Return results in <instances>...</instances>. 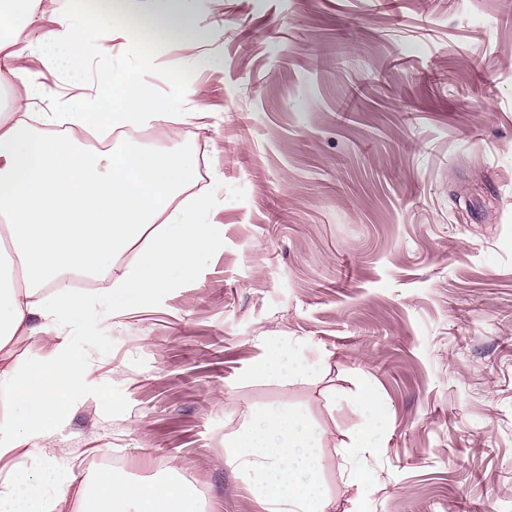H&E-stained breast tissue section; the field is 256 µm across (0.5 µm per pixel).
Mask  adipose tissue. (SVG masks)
<instances>
[{
	"instance_id": "ef3b65f1",
	"label": "adipose tissue",
	"mask_w": 512,
	"mask_h": 512,
	"mask_svg": "<svg viewBox=\"0 0 512 512\" xmlns=\"http://www.w3.org/2000/svg\"><path fill=\"white\" fill-rule=\"evenodd\" d=\"M35 0H9L17 23L0 39V83L14 70L10 49L22 45L30 55L56 64L51 47L81 67L112 53L111 45H91L84 25L60 13L51 41L29 39ZM86 22L105 19L114 37L126 43L194 50L209 33L192 18L186 0H83ZM23 92L14 109L0 113V230L14 260L0 263V353L15 339L51 342L48 360L0 367V459L44 454L76 401L78 379L92 362L75 364L64 331L86 322L94 310L117 314L152 308L178 283L195 280L200 257L216 243L207 217L208 194L180 200L193 179L194 163L180 149L165 153L130 148L93 158L75 149L71 137H44L35 125L71 124L104 140L114 128L133 129L171 118L192 120L189 112L171 115L150 107L154 88L144 72L105 71L99 83L121 98L107 112L99 97L83 95L69 112H37L48 96L42 75L21 76ZM106 272L109 285L76 291L61 287L70 273ZM303 360L270 349L244 373L245 378H307ZM366 430L349 434L339 449L346 487L355 489L348 512H362L361 490L373 480L356 459L377 456L374 432L386 406L367 385L358 395ZM318 428L299 409L285 404L251 418L224 438V460L248 477V488L263 512H332L334 500L321 478L325 466ZM79 484L80 512H188L198 498L186 481L129 480L120 471H99L83 481L65 475L56 462L38 471L0 470V512H61L72 484Z\"/></svg>"
}]
</instances>
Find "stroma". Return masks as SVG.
<instances>
[{
	"label": "stroma",
	"instance_id": "1",
	"mask_svg": "<svg viewBox=\"0 0 512 512\" xmlns=\"http://www.w3.org/2000/svg\"><path fill=\"white\" fill-rule=\"evenodd\" d=\"M187 4L219 66L165 52L155 99L195 118L137 144L192 154L221 244L154 312L69 327L94 370L47 456L82 479L106 450L134 480L174 466L206 512H262L224 437L285 401L322 430L341 504L366 382L386 411L364 512H512V0ZM141 59L14 66L66 88L39 111L67 112ZM291 346L320 372L243 380Z\"/></svg>",
	"mask_w": 512,
	"mask_h": 512
}]
</instances>
